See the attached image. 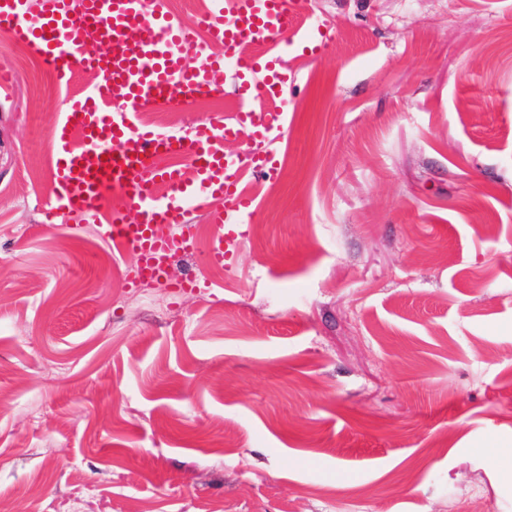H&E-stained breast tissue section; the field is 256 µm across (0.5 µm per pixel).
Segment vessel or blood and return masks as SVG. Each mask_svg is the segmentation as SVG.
Segmentation results:
<instances>
[{"label": "vessel or blood", "mask_w": 512, "mask_h": 512, "mask_svg": "<svg viewBox=\"0 0 512 512\" xmlns=\"http://www.w3.org/2000/svg\"><path fill=\"white\" fill-rule=\"evenodd\" d=\"M302 10V0H214L202 23L224 53L190 70L183 54L194 37L166 0H80L76 9L70 0H0V40L26 42L61 81L86 68L102 76L101 85L76 93L56 120L55 192L43 207L46 220L67 217L76 234L94 225L102 240L135 257L141 277L158 280L166 275L170 241L194 249L187 217L202 214L214 229L206 262L223 265L253 213L245 173L267 175L275 166L273 151L234 157L224 143L245 129L268 139L282 126L284 113L256 112L248 104L284 98L288 70L270 48L297 34ZM245 33L255 52L241 53ZM227 67L239 79L241 103L231 118L198 121L187 140L141 123L147 106L178 108L219 94L211 74ZM167 154L192 159L194 180L159 166ZM159 182L166 193L156 191ZM112 194L124 207L106 209ZM219 197L224 206L217 209Z\"/></svg>", "instance_id": "b4317fda"}]
</instances>
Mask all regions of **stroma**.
I'll list each match as a JSON object with an SVG mask.
<instances>
[{
    "label": "stroma",
    "instance_id": "35a3bbf8",
    "mask_svg": "<svg viewBox=\"0 0 512 512\" xmlns=\"http://www.w3.org/2000/svg\"><path fill=\"white\" fill-rule=\"evenodd\" d=\"M231 267L47 223L76 90L0 51V499L13 512H512V0H306ZM178 109L164 132L240 106Z\"/></svg>",
    "mask_w": 512,
    "mask_h": 512
}]
</instances>
